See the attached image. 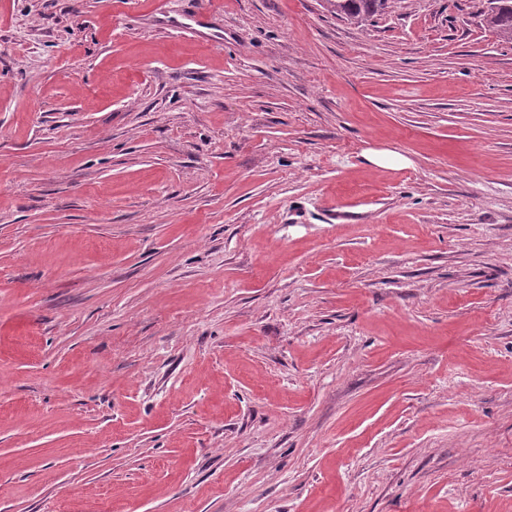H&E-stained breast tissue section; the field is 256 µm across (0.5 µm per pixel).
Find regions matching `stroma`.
<instances>
[{
	"label": "stroma",
	"mask_w": 512,
	"mask_h": 512,
	"mask_svg": "<svg viewBox=\"0 0 512 512\" xmlns=\"http://www.w3.org/2000/svg\"><path fill=\"white\" fill-rule=\"evenodd\" d=\"M483 5L0 0V512H512ZM389 0H327L328 8L351 24L363 25L387 8ZM364 157L368 163L379 168L403 167L408 163L403 155L392 150L368 149Z\"/></svg>",
	"instance_id": "stroma-1"
}]
</instances>
